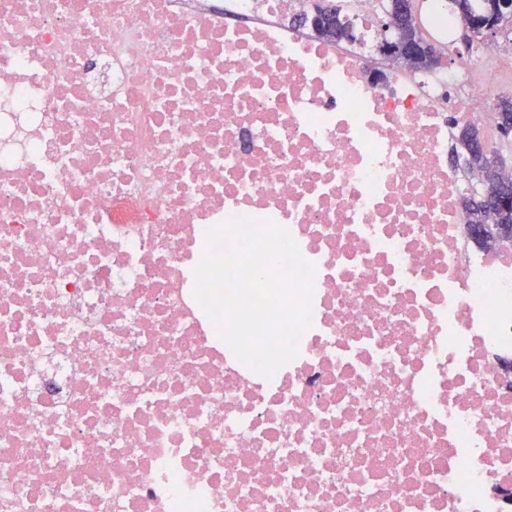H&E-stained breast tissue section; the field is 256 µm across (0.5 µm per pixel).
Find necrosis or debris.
I'll return each mask as SVG.
<instances>
[{"instance_id":"1","label":"necrosis or debris","mask_w":512,"mask_h":512,"mask_svg":"<svg viewBox=\"0 0 512 512\" xmlns=\"http://www.w3.org/2000/svg\"><path fill=\"white\" fill-rule=\"evenodd\" d=\"M315 0H0V512H512V241L475 246L473 63L383 82ZM313 265L263 378L204 231ZM315 4V13L313 15L310 14H304L303 19L308 22L309 26L311 27L314 32L316 29L320 28L324 24V18H322L320 15L330 17L334 21H336V32L335 33H321V32H315V37L317 39L321 40H330V41H343L339 40L337 38H340L338 35L339 32V26L342 23V18L345 16V14H342L339 9L336 8V5L326 3L329 1L326 0H318ZM319 13V14H318Z\"/></svg>"}]
</instances>
